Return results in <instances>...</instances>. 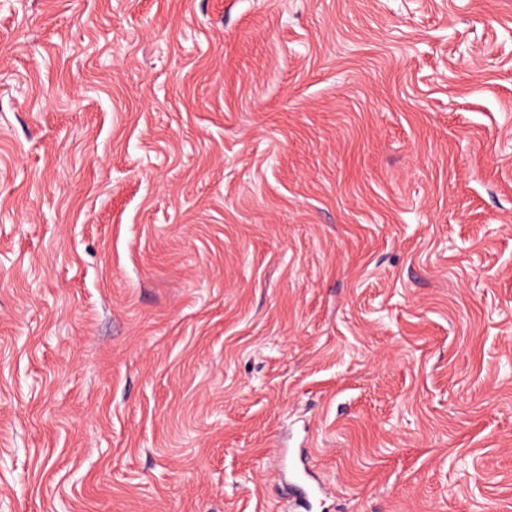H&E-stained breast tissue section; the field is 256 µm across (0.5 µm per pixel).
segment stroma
Instances as JSON below:
<instances>
[{
  "label": "stroma",
  "mask_w": 512,
  "mask_h": 512,
  "mask_svg": "<svg viewBox=\"0 0 512 512\" xmlns=\"http://www.w3.org/2000/svg\"><path fill=\"white\" fill-rule=\"evenodd\" d=\"M512 512V0H0V512Z\"/></svg>",
  "instance_id": "35a3bbf8"
}]
</instances>
